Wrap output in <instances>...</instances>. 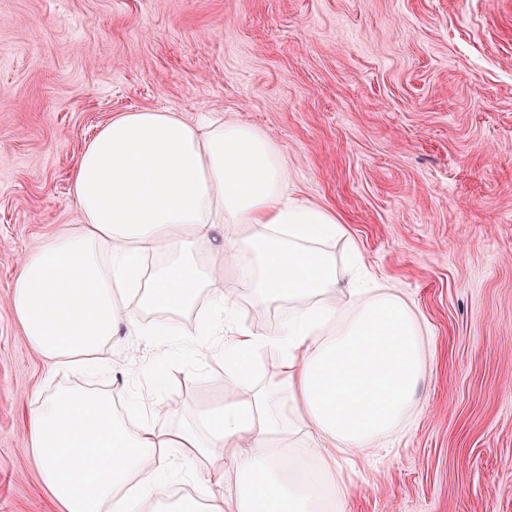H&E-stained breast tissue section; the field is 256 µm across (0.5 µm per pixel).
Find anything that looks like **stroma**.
<instances>
[{
	"mask_svg": "<svg viewBox=\"0 0 512 512\" xmlns=\"http://www.w3.org/2000/svg\"><path fill=\"white\" fill-rule=\"evenodd\" d=\"M145 109L265 131L294 196L343 225L337 264L356 245L419 319L418 405L333 512H512V0H0V512H56L36 395L152 386L169 430L224 404L196 317L174 343L122 328L111 370L50 375L11 306L20 256L81 222L85 144ZM235 308L279 333L282 303Z\"/></svg>",
	"mask_w": 512,
	"mask_h": 512,
	"instance_id": "35a3bbf8",
	"label": "stroma"
}]
</instances>
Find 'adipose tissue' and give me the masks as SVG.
Here are the masks:
<instances>
[{
  "label": "adipose tissue",
  "instance_id": "adipose-tissue-1",
  "mask_svg": "<svg viewBox=\"0 0 512 512\" xmlns=\"http://www.w3.org/2000/svg\"><path fill=\"white\" fill-rule=\"evenodd\" d=\"M70 195L80 228L23 254L10 289L23 337L50 370L98 362L115 348L130 288L148 313L184 315L206 302L197 333L223 336L235 310L220 282L244 256L250 269L239 289L260 304L287 299L288 316L278 335L242 330L210 350L237 386L255 377L266 349L279 351L280 371L252 402L225 395L193 426L156 430L161 402L139 392L131 425L103 393L37 398L31 461L61 512H140L147 500L155 512H224L211 479L228 469L239 479L237 512H324L329 493L347 489L350 467L369 464L415 407L423 368L405 301L366 294L357 274L337 267L329 244L345 230L335 213L289 192L288 160L262 130L152 110L120 113L100 129ZM203 241L215 243L222 265L198 260ZM158 252L166 263L142 277V259ZM290 411L321 450L317 468L303 463L302 449L269 446ZM229 446L238 454L228 460ZM255 471L265 475L258 487L248 481ZM177 477L191 479L192 492L172 495Z\"/></svg>",
  "mask_w": 512,
  "mask_h": 512
}]
</instances>
